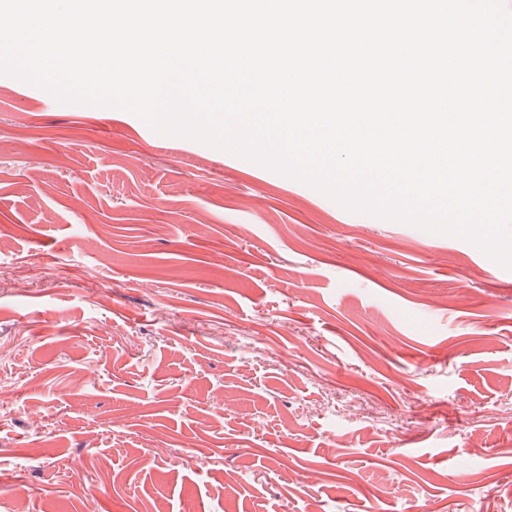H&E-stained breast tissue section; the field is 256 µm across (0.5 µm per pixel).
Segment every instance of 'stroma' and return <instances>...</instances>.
<instances>
[{"instance_id":"1","label":"stroma","mask_w":512,"mask_h":512,"mask_svg":"<svg viewBox=\"0 0 512 512\" xmlns=\"http://www.w3.org/2000/svg\"><path fill=\"white\" fill-rule=\"evenodd\" d=\"M0 74V512H512V270Z\"/></svg>"}]
</instances>
